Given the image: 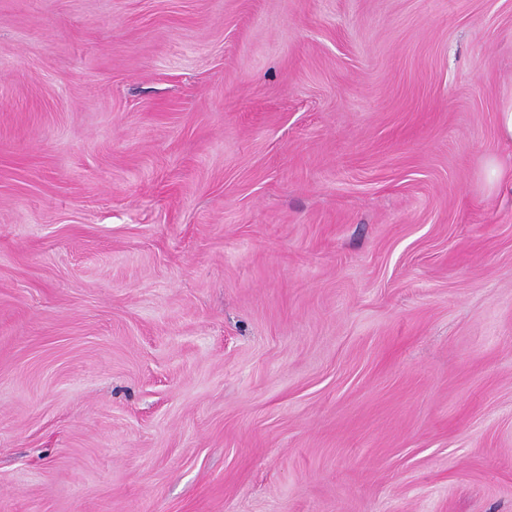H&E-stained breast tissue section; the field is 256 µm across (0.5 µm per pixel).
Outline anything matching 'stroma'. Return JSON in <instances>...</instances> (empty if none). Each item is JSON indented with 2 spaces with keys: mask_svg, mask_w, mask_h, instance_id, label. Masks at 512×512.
<instances>
[{
  "mask_svg": "<svg viewBox=\"0 0 512 512\" xmlns=\"http://www.w3.org/2000/svg\"><path fill=\"white\" fill-rule=\"evenodd\" d=\"M512 0H0V512H512ZM497 131L500 141L512 145V89L504 92L497 112Z\"/></svg>",
  "mask_w": 512,
  "mask_h": 512,
  "instance_id": "stroma-1",
  "label": "stroma"
}]
</instances>
